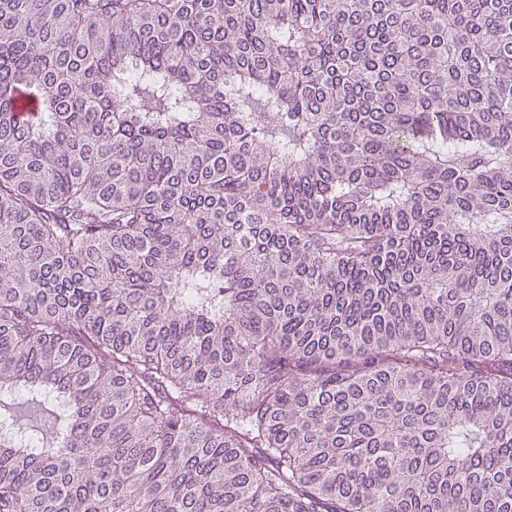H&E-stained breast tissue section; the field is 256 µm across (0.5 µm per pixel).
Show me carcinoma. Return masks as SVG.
<instances>
[{
  "mask_svg": "<svg viewBox=\"0 0 512 512\" xmlns=\"http://www.w3.org/2000/svg\"><path fill=\"white\" fill-rule=\"evenodd\" d=\"M0 512H512V0H0Z\"/></svg>",
  "mask_w": 512,
  "mask_h": 512,
  "instance_id": "1",
  "label": "carcinoma"
}]
</instances>
